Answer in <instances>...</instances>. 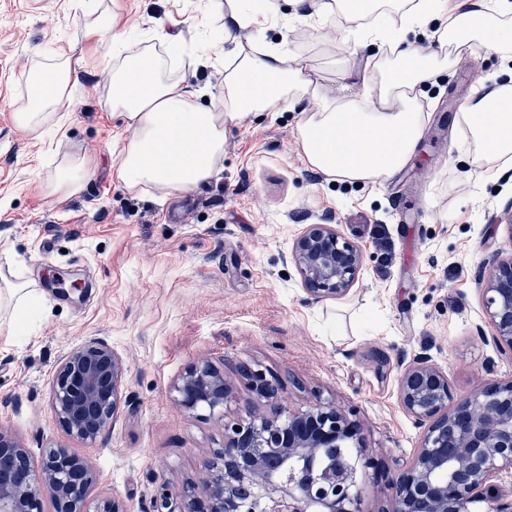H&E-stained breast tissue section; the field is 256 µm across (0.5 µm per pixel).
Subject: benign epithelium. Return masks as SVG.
<instances>
[{"instance_id":"1","label":"benign epithelium","mask_w":512,"mask_h":512,"mask_svg":"<svg viewBox=\"0 0 512 512\" xmlns=\"http://www.w3.org/2000/svg\"><path fill=\"white\" fill-rule=\"evenodd\" d=\"M291 261L310 296L335 299L350 290L363 252L333 225L309 224ZM483 294L495 343L512 350V256L493 260ZM125 372L119 355L99 338L62 356L51 402L69 436L96 442L117 414ZM248 378L258 396L272 397L273 380L265 372L254 370ZM176 392L183 409L224 416V376L209 363L196 364ZM398 397L424 432L409 464L391 481L390 512H469L480 501L487 512H512V499L483 493L492 478L512 471V380L456 400L448 375L417 356L399 376ZM350 442L351 456L320 465L328 449ZM3 459L11 467L0 469V512H42L46 497L56 512H122L114 501L91 497L95 470L63 448L49 449L36 468L24 443L0 427ZM371 468L356 428L334 406L280 407L270 415L248 411L227 428L224 447L209 464L205 493L188 484L174 500L160 497L155 512H360Z\"/></svg>"}]
</instances>
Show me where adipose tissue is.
<instances>
[{"label":"adipose tissue","mask_w":512,"mask_h":512,"mask_svg":"<svg viewBox=\"0 0 512 512\" xmlns=\"http://www.w3.org/2000/svg\"><path fill=\"white\" fill-rule=\"evenodd\" d=\"M351 21L376 36L386 33L385 16L402 15L403 25L426 16L419 0H336ZM439 47H422L397 35L384 56L371 55L365 67L363 105L339 104L311 113L298 129L307 164L348 181L383 183L414 153L427 115L415 92L428 76L449 67L454 52L444 49L451 31L463 32L500 55L512 58V0H489L485 9L450 15ZM105 46L104 74L112 89L113 118L127 132L117 174L130 189L151 186L172 193L207 179L224 152V126L242 110H266L283 104L301 108L312 82L291 67L286 54L262 52L242 56L224 75L223 111L196 105L168 74L164 62L144 64L142 56L119 58L127 37L115 32L108 17L92 30ZM512 101V85L473 94L462 119L476 144L489 145L498 156L512 158V112L490 111L493 102Z\"/></svg>","instance_id":"1"}]
</instances>
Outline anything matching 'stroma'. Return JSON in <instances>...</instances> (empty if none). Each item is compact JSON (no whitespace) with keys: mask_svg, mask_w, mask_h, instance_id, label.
<instances>
[{"mask_svg":"<svg viewBox=\"0 0 512 512\" xmlns=\"http://www.w3.org/2000/svg\"><path fill=\"white\" fill-rule=\"evenodd\" d=\"M329 0L296 12L275 0L261 26L235 29L243 0H0V274L28 283L40 307L25 330L0 312V425L33 462L51 448L86 459L92 493L124 512L200 481L224 445L226 419L322 399L361 430L376 469L362 512H388L389 481L423 432L402 409L398 379L424 354L458 397L512 379V349L495 345L482 281L493 258L512 256V163L475 167L460 114L476 78L503 81L512 63L477 43L435 73L418 102L428 120L403 168L381 185L340 181L304 161L297 131L325 101L359 100L369 44L353 48ZM134 49H182L172 68L197 103L221 108L225 63L268 47L316 81L319 97L227 123L224 153L197 186L165 194L127 189L117 176L125 134L104 104V49L89 27L99 12ZM70 81L37 130L16 120L28 78ZM68 159L89 174L73 196L45 184ZM331 224L364 253L349 294L318 301L287 260L305 225ZM386 225L379 247L375 225ZM105 340L127 372L117 414L94 445L70 438L51 404L59 359L87 338ZM201 361L224 374L223 417L182 409L175 385ZM277 380L258 397L246 373Z\"/></svg>","mask_w":512,"mask_h":512,"instance_id":"obj_1","label":"stroma"}]
</instances>
